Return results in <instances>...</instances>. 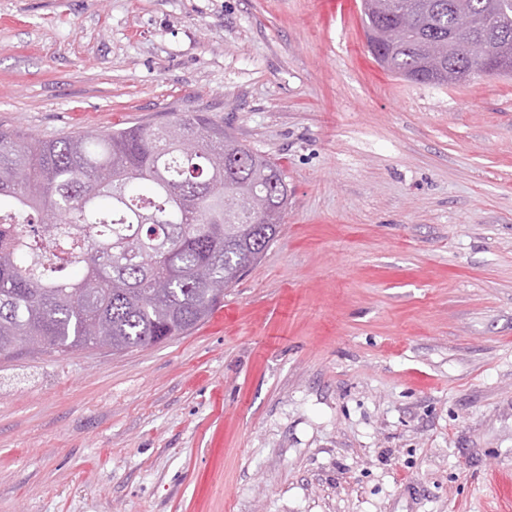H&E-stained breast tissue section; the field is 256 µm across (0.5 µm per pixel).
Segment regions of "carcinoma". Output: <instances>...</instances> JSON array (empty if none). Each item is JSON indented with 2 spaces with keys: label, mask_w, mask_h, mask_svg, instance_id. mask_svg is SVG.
<instances>
[{
  "label": "carcinoma",
  "mask_w": 512,
  "mask_h": 512,
  "mask_svg": "<svg viewBox=\"0 0 512 512\" xmlns=\"http://www.w3.org/2000/svg\"><path fill=\"white\" fill-rule=\"evenodd\" d=\"M512 43V0H361L370 53L408 81L453 86L460 70L512 75V52L478 61L450 36ZM399 25L404 42L380 39ZM280 166L203 112L55 139L0 130V355L114 354L205 321L280 233Z\"/></svg>",
  "instance_id": "obj_1"
}]
</instances>
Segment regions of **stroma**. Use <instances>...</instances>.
Wrapping results in <instances>:
<instances>
[{
  "instance_id": "stroma-1",
  "label": "stroma",
  "mask_w": 512,
  "mask_h": 512,
  "mask_svg": "<svg viewBox=\"0 0 512 512\" xmlns=\"http://www.w3.org/2000/svg\"><path fill=\"white\" fill-rule=\"evenodd\" d=\"M359 5L0 0V129L204 112L288 185L192 331L0 357V512H512V77H393Z\"/></svg>"
}]
</instances>
